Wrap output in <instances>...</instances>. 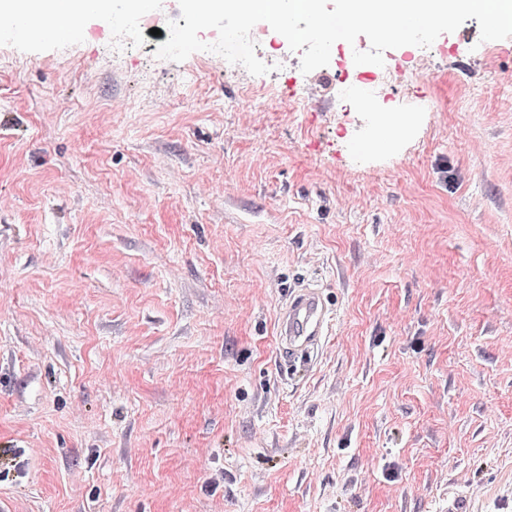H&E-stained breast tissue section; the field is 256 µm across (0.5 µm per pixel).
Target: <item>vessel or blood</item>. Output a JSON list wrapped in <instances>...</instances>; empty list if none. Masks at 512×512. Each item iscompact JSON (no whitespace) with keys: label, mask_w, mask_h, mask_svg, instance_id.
Listing matches in <instances>:
<instances>
[{"label":"vessel or blood","mask_w":512,"mask_h":512,"mask_svg":"<svg viewBox=\"0 0 512 512\" xmlns=\"http://www.w3.org/2000/svg\"><path fill=\"white\" fill-rule=\"evenodd\" d=\"M334 319L320 291L309 287L288 299L279 316V345L289 360H312Z\"/></svg>","instance_id":"obj_1"}]
</instances>
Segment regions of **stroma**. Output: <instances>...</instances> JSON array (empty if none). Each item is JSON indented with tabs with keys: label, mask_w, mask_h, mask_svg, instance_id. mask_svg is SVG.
<instances>
[{
	"label": "stroma",
	"mask_w": 512,
	"mask_h": 512,
	"mask_svg": "<svg viewBox=\"0 0 512 512\" xmlns=\"http://www.w3.org/2000/svg\"><path fill=\"white\" fill-rule=\"evenodd\" d=\"M156 41L0 24V512H512V37L466 20L400 95L363 36L243 81ZM333 319V311L317 288L291 295L280 312L278 326L279 345L288 353V360L311 362Z\"/></svg>",
	"instance_id": "35a3bbf8"
}]
</instances>
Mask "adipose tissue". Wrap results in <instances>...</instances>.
Returning a JSON list of instances; mask_svg holds the SVG:
<instances>
[{"label":"adipose tissue","mask_w":512,"mask_h":512,"mask_svg":"<svg viewBox=\"0 0 512 512\" xmlns=\"http://www.w3.org/2000/svg\"><path fill=\"white\" fill-rule=\"evenodd\" d=\"M156 7V0H0V18L22 38L47 41L50 33L34 26V19L49 16L58 28L69 30L91 18L114 22L129 13H154Z\"/></svg>","instance_id":"adipose-tissue-1"}]
</instances>
